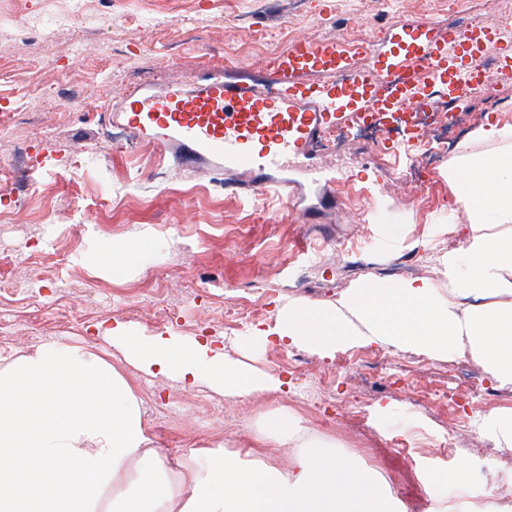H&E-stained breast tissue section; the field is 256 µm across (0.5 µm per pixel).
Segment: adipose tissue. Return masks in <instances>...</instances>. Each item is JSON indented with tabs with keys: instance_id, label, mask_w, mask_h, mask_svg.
I'll return each mask as SVG.
<instances>
[{
	"instance_id": "1",
	"label": "adipose tissue",
	"mask_w": 512,
	"mask_h": 512,
	"mask_svg": "<svg viewBox=\"0 0 512 512\" xmlns=\"http://www.w3.org/2000/svg\"><path fill=\"white\" fill-rule=\"evenodd\" d=\"M464 245L432 258L428 278L364 279L336 299L282 304L272 325L235 339L95 326L112 347L50 339L0 362V512H405L389 481L285 405L252 422L253 447L191 451L171 467L152 448L135 374L206 387L240 403L281 395L254 364L270 339L321 352L341 346L469 354L512 385V126L485 123L448 159ZM290 451L280 465L268 448ZM435 512H477L470 466H426Z\"/></svg>"
}]
</instances>
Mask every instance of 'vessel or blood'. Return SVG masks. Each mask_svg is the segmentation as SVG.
Here are the masks:
<instances>
[{"label":"vessel or blood","instance_id":"obj_1","mask_svg":"<svg viewBox=\"0 0 512 512\" xmlns=\"http://www.w3.org/2000/svg\"><path fill=\"white\" fill-rule=\"evenodd\" d=\"M433 18L396 20L397 36L381 49L364 42L360 55L371 67H352L334 40L296 39L270 57L271 83L212 71L193 87L141 84L125 89L113 109V125L156 146L173 164L221 172L226 185L250 198L273 192L291 207H304L307 221L318 208L335 204V182L319 168L306 181L295 165L323 153L325 136L380 122L400 124L399 142H381L393 157L413 156L420 141L414 114L431 94H444L448 113L467 107L473 93H491L512 81V25L492 34L477 30L433 34ZM499 45L496 76L478 65L486 43ZM323 74L318 83L306 82Z\"/></svg>","mask_w":512,"mask_h":512}]
</instances>
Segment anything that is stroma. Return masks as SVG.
Wrapping results in <instances>:
<instances>
[{
    "label": "stroma",
    "instance_id": "35a3bbf8",
    "mask_svg": "<svg viewBox=\"0 0 512 512\" xmlns=\"http://www.w3.org/2000/svg\"><path fill=\"white\" fill-rule=\"evenodd\" d=\"M65 12L69 21L56 24ZM429 16L447 25L448 0H89L75 13L68 0H0V58L13 63L0 81V211L8 214L0 223V359L48 338L100 348L92 330L102 321L234 339L244 329L225 327V305L263 302L272 313L293 299L346 291L336 264L340 243L377 257L371 277H399L409 259L432 276L431 253L463 244L461 234L448 232L447 159L436 162L422 192L397 185L373 147L349 141L319 165L352 178L369 172L381 194L340 199L308 224L276 197L252 200L225 189L223 175L164 163L152 144L120 146L110 135L112 96L131 86L132 73L185 85L218 69L258 77L265 59L294 37L380 43L393 18ZM73 93L81 103L64 111L61 100ZM106 242L135 245L131 265L97 262ZM303 266L312 269L309 280L291 287ZM345 353L300 352L305 374L340 416L334 427L306 410L296 384L281 397L234 404L159 377L138 375L134 383L154 444L169 457L246 447L251 415L284 403L313 433L335 438L388 477L406 512H431L419 458L451 469L492 453L495 441L478 431L443 450L449 428L474 414L470 406L433 404V390L449 384L447 360L423 372L407 351L382 349L401 379L385 389L337 369ZM355 395L365 404L358 420L347 415ZM403 413L416 427L388 428V418Z\"/></svg>",
    "mask_w": 512,
    "mask_h": 512
}]
</instances>
